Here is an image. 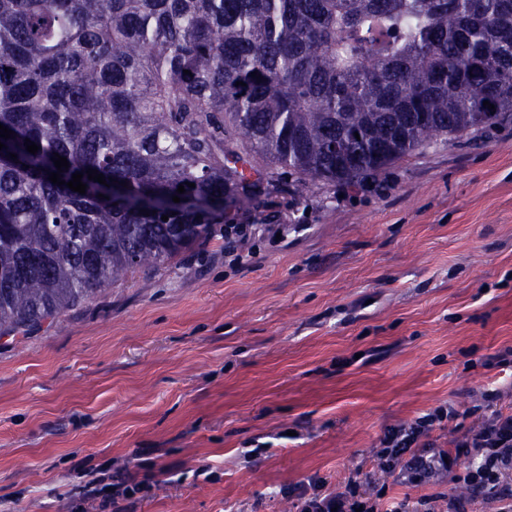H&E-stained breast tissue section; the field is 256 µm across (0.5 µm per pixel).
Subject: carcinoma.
I'll list each match as a JSON object with an SVG mask.
<instances>
[{"label":"carcinoma","instance_id":"cac0c4a2","mask_svg":"<svg viewBox=\"0 0 512 512\" xmlns=\"http://www.w3.org/2000/svg\"><path fill=\"white\" fill-rule=\"evenodd\" d=\"M510 115L512 0H0V337L206 238L255 160L352 182Z\"/></svg>","mask_w":512,"mask_h":512}]
</instances>
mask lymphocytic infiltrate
I'll return each mask as SVG.
<instances>
[{
	"label": "lymphocytic infiltrate",
	"mask_w": 512,
	"mask_h": 512,
	"mask_svg": "<svg viewBox=\"0 0 512 512\" xmlns=\"http://www.w3.org/2000/svg\"><path fill=\"white\" fill-rule=\"evenodd\" d=\"M502 398L500 390L484 392L479 424L455 436L452 451L437 449L431 437L436 424L458 419L452 408H438L411 424L393 426L380 441L386 455L400 461L396 478L419 485L443 474L463 485L464 495L442 505L427 498L388 503L375 493L372 482L361 478L333 494H312L306 500L310 512H467L471 501L492 512H512V412L503 410ZM463 456L469 465L462 470L458 461Z\"/></svg>",
	"instance_id": "obj_1"
}]
</instances>
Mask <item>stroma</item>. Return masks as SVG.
<instances>
[{"instance_id": "obj_1", "label": "stroma", "mask_w": 512, "mask_h": 512, "mask_svg": "<svg viewBox=\"0 0 512 512\" xmlns=\"http://www.w3.org/2000/svg\"><path fill=\"white\" fill-rule=\"evenodd\" d=\"M259 192L166 264L0 337V512H99L103 471L149 477L126 512H300L372 477L387 427L464 412L512 366V118L357 184L256 164ZM247 224L238 262L224 227Z\"/></svg>"}]
</instances>
